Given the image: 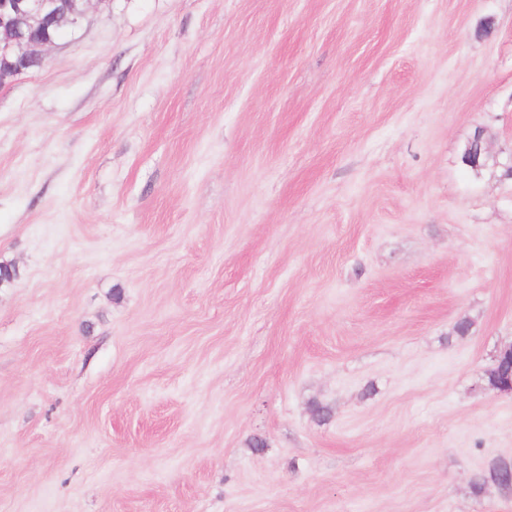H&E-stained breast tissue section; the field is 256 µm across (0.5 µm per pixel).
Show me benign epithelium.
<instances>
[{
	"mask_svg": "<svg viewBox=\"0 0 512 512\" xmlns=\"http://www.w3.org/2000/svg\"><path fill=\"white\" fill-rule=\"evenodd\" d=\"M85 0H0V27L7 33L0 47V85L5 86L30 71V65L42 64L46 49L55 40L40 31L48 24L76 25L84 13ZM484 132L478 130L468 142L463 162L479 165L490 159L482 149Z\"/></svg>",
	"mask_w": 512,
	"mask_h": 512,
	"instance_id": "7a95c632",
	"label": "benign epithelium"
}]
</instances>
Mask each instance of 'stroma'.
Here are the masks:
<instances>
[{
    "mask_svg": "<svg viewBox=\"0 0 512 512\" xmlns=\"http://www.w3.org/2000/svg\"><path fill=\"white\" fill-rule=\"evenodd\" d=\"M479 129L512 0H90L0 87V512H512ZM479 482L482 484L492 482L504 491L510 490L512 486L511 462L502 459L493 461L481 475Z\"/></svg>",
    "mask_w": 512,
    "mask_h": 512,
    "instance_id": "1",
    "label": "stroma"
}]
</instances>
